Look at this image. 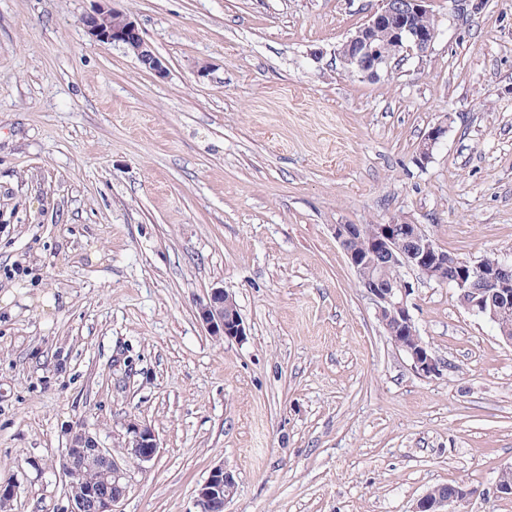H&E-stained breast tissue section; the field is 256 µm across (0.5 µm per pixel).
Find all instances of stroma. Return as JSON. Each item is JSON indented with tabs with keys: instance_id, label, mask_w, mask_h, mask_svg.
Listing matches in <instances>:
<instances>
[{
	"instance_id": "1",
	"label": "stroma",
	"mask_w": 512,
	"mask_h": 512,
	"mask_svg": "<svg viewBox=\"0 0 512 512\" xmlns=\"http://www.w3.org/2000/svg\"><path fill=\"white\" fill-rule=\"evenodd\" d=\"M380 0H114L167 70L92 42L94 0H0V486L66 512L80 430L159 448L118 512H512V345L409 274L420 377L389 340L336 224H419L512 255V0H430L439 34L380 78L336 50ZM208 76H199L200 66ZM448 130L428 163L418 147ZM230 291L244 340L198 311ZM237 493V482L224 466L214 467L199 487L196 496V512H224L225 506ZM451 487L449 496L448 492L447 494H435L432 490H428L417 502L414 512H452L453 510L450 508L452 505L475 494L474 489H467L461 484L457 486L453 484L438 485L433 489L442 491L449 490Z\"/></svg>"
}]
</instances>
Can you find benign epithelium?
<instances>
[{"label":"benign epithelium","mask_w":512,"mask_h":512,"mask_svg":"<svg viewBox=\"0 0 512 512\" xmlns=\"http://www.w3.org/2000/svg\"><path fill=\"white\" fill-rule=\"evenodd\" d=\"M112 0H97V6L82 17L89 38L97 43L118 46L132 53L139 63L159 77L166 68L145 39L138 23L128 14L111 6ZM428 0H382V7L336 50L340 61L363 79L373 80L379 72L416 53L428 52L438 36L435 26L423 28L418 20L431 17L425 7ZM448 131L441 121L425 135L419 161L431 159L435 145ZM334 234L360 286L375 306L376 318L393 336V344L412 361L415 372L425 378L442 374L445 365L420 338L409 312L408 296L412 286L401 270H413L427 280L449 285L457 293L459 305L468 313L491 322L499 337L512 344V327L506 325L512 313V261L500 257L492 263L471 262L441 250L419 224H335ZM367 235L366 249L353 246L361 235ZM209 335L228 340L247 336L245 323L232 293L214 288L208 301L198 312ZM128 439L119 453L99 446L90 434L74 435L63 453L64 469L72 478L83 471L97 475V481L112 487L102 495L95 485L69 497L68 512H114L127 492L124 465L133 461H151L158 451L154 430L132 422ZM500 497H512V467L501 469L495 481ZM237 493V482L224 466L214 467L199 487L196 496L198 512H224ZM477 493L459 484L450 494L427 491L417 502L414 512H452L451 506Z\"/></svg>","instance_id":"1"}]
</instances>
